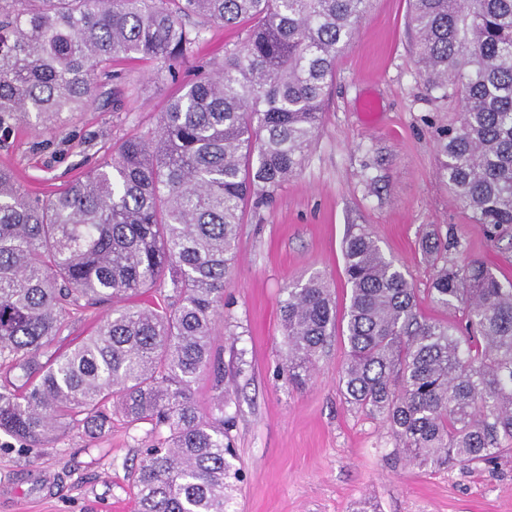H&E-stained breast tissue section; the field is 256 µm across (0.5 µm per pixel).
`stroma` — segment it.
<instances>
[{
    "label": "stroma",
    "instance_id": "1",
    "mask_svg": "<svg viewBox=\"0 0 512 512\" xmlns=\"http://www.w3.org/2000/svg\"><path fill=\"white\" fill-rule=\"evenodd\" d=\"M409 0H371L336 63L316 144L302 172L271 202L247 210L237 261L224 287L213 349L228 389L224 413L242 478L235 512H512V458L496 469L421 471L396 462V440L380 418L349 406L339 390L347 346L332 336L305 384L280 369L286 357L283 287L318 273L337 314L350 297L342 243L354 226L371 231L398 260L429 318L458 321L461 310L434 306L432 269L421 238L455 233L464 257L512 282V238H490L439 175L437 135L455 124V104L427 91L414 65ZM242 29L210 23L195 49L218 65ZM119 80H98L86 111L63 115L43 142L31 127L0 147V167L23 189L46 196L102 161L113 144L153 128L177 87L152 63L122 62ZM121 111H113V99ZM161 435L151 424L113 416L95 442L78 432L45 448L0 433V512H135L130 473Z\"/></svg>",
    "mask_w": 512,
    "mask_h": 512
}]
</instances>
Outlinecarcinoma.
Returning a JSON list of instances; mask_svg holds the SVG:
<instances>
[{
  "label": "carcinoma",
  "instance_id": "1",
  "mask_svg": "<svg viewBox=\"0 0 512 512\" xmlns=\"http://www.w3.org/2000/svg\"><path fill=\"white\" fill-rule=\"evenodd\" d=\"M370 0H0V130L54 133L89 106L119 60L156 62L172 82L204 26L247 25L218 67L200 65L155 128L95 168L31 197L0 167V433L42 448L61 430L95 437L112 411L165 433L133 475L136 512H231L239 481L224 395L199 411L215 317L246 204L305 166L336 59ZM415 64L461 108L438 142L439 175L491 230L512 229V0H412ZM421 243L429 298L462 323L423 316L414 288L372 233L343 243L350 300L339 379L386 422L406 464L493 466L512 453V283ZM288 380L301 384L336 334L320 275L283 288ZM112 305L92 333L60 344L65 319Z\"/></svg>",
  "mask_w": 512,
  "mask_h": 512
}]
</instances>
